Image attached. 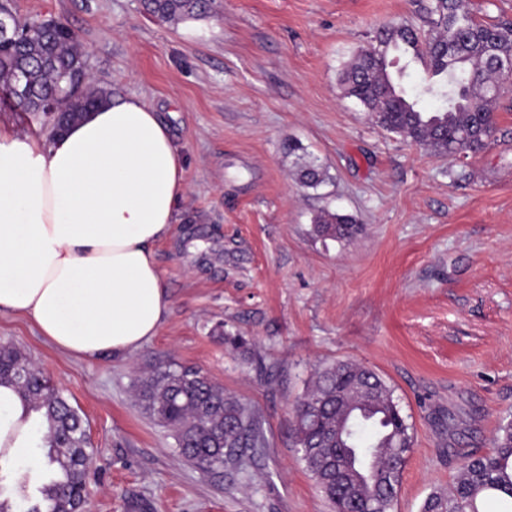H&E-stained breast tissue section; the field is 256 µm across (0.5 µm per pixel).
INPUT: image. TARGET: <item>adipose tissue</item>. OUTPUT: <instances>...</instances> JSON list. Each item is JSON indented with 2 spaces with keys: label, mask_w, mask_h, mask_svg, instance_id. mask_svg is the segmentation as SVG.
<instances>
[{
  "label": "adipose tissue",
  "mask_w": 512,
  "mask_h": 512,
  "mask_svg": "<svg viewBox=\"0 0 512 512\" xmlns=\"http://www.w3.org/2000/svg\"><path fill=\"white\" fill-rule=\"evenodd\" d=\"M184 193L171 133L139 99L39 139L0 126V310L81 359L139 349L171 304L153 246ZM33 420L0 386V448L26 453Z\"/></svg>",
  "instance_id": "1"
}]
</instances>
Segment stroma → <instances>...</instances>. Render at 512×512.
I'll use <instances>...</instances> for the list:
<instances>
[{
    "label": "stroma",
    "mask_w": 512,
    "mask_h": 512,
    "mask_svg": "<svg viewBox=\"0 0 512 512\" xmlns=\"http://www.w3.org/2000/svg\"><path fill=\"white\" fill-rule=\"evenodd\" d=\"M421 3L214 0L205 17L162 22L140 0H14L20 17L67 22L95 78L155 108L185 162L178 222L153 247L171 304L140 349L79 359L0 312V345L84 417L87 512H332L292 409L339 360L377 372L412 428L394 512H421L464 455L492 452L512 416V79L494 142L463 161L382 130L339 84L378 28H425ZM309 157L327 172L315 189L296 176ZM324 210L363 232L316 238ZM161 362L251 403L265 456L217 471L179 457L134 397ZM46 468L38 447L0 458V496L16 500L23 473L38 487Z\"/></svg>",
    "instance_id": "1"
}]
</instances>
